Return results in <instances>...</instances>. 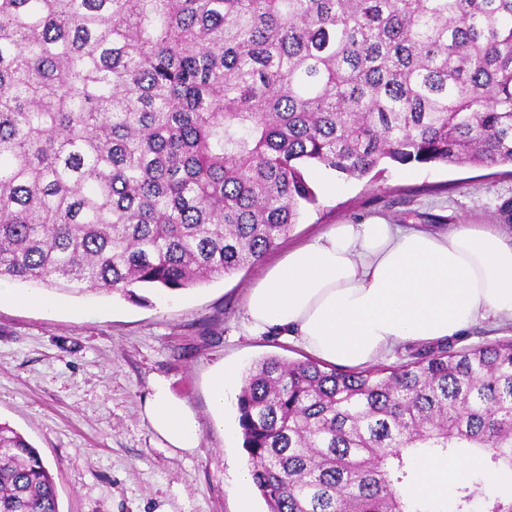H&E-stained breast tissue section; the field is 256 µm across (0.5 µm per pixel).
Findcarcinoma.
<instances>
[{
	"label": "carcinoma",
	"mask_w": 512,
	"mask_h": 512,
	"mask_svg": "<svg viewBox=\"0 0 512 512\" xmlns=\"http://www.w3.org/2000/svg\"><path fill=\"white\" fill-rule=\"evenodd\" d=\"M512 165V0H0V280L184 290L253 266L306 172ZM238 423L269 512H433L418 457L512 482V342L341 370L264 357ZM477 483L455 488L472 512ZM0 512H59L0 424Z\"/></svg>",
	"instance_id": "1"
}]
</instances>
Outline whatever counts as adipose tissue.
<instances>
[{
    "label": "adipose tissue",
    "instance_id": "adipose-tissue-1",
    "mask_svg": "<svg viewBox=\"0 0 512 512\" xmlns=\"http://www.w3.org/2000/svg\"><path fill=\"white\" fill-rule=\"evenodd\" d=\"M244 317L251 334L290 338L346 367L410 342L443 343L488 320L512 326V242L495 224H332L266 267ZM143 413L168 447H200L195 414L167 382L154 383ZM416 467L411 494L442 500L480 463L424 458Z\"/></svg>",
    "mask_w": 512,
    "mask_h": 512
}]
</instances>
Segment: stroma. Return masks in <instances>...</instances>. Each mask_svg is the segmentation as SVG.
Returning <instances> with one entry per match:
<instances>
[{
	"label": "stroma",
	"mask_w": 512,
	"mask_h": 512,
	"mask_svg": "<svg viewBox=\"0 0 512 512\" xmlns=\"http://www.w3.org/2000/svg\"><path fill=\"white\" fill-rule=\"evenodd\" d=\"M316 193L280 249L331 224L380 217L396 224H498L512 235V167L390 166L374 177L307 171ZM261 266L175 292L70 295L80 317L0 302V422L23 434L51 468L60 512H239L247 471L236 398L224 423L210 411L214 369L247 370L276 355L306 360L294 341L257 336L243 305ZM195 412L202 443L168 448L143 415L156 380Z\"/></svg>",
	"instance_id": "35a3bbf8"
}]
</instances>
